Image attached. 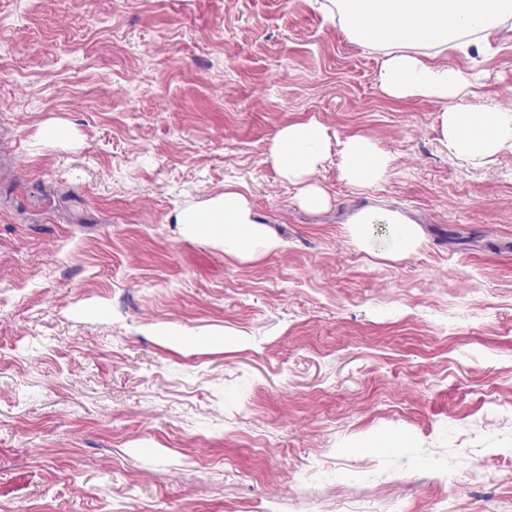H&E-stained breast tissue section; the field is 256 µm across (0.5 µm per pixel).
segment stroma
I'll return each mask as SVG.
<instances>
[{
	"mask_svg": "<svg viewBox=\"0 0 512 512\" xmlns=\"http://www.w3.org/2000/svg\"><path fill=\"white\" fill-rule=\"evenodd\" d=\"M380 57L314 0H0V512H512V152L452 156ZM448 60L512 109V42ZM311 118L317 212L268 154ZM228 184L276 249L176 222ZM341 145V167L348 182L355 187L374 188L392 169L394 158L367 136L350 135ZM349 233L355 243L366 251L388 256L405 253L418 239V228L401 212L366 209L356 212L348 222ZM383 229L376 236L374 227Z\"/></svg>",
	"mask_w": 512,
	"mask_h": 512,
	"instance_id": "stroma-1",
	"label": "stroma"
}]
</instances>
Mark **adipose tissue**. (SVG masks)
I'll list each match as a JSON object with an SVG mask.
<instances>
[{"instance_id": "adipose-tissue-1", "label": "adipose tissue", "mask_w": 512, "mask_h": 512, "mask_svg": "<svg viewBox=\"0 0 512 512\" xmlns=\"http://www.w3.org/2000/svg\"><path fill=\"white\" fill-rule=\"evenodd\" d=\"M323 11L336 18L346 35L361 42L377 26L383 50L377 82L393 100L440 103L438 132L451 155L484 167L512 151V110L476 114L465 107L473 85L457 69L422 54L475 48L478 53L512 39V0H324ZM331 139L316 120L283 126L268 148L279 177L297 186L298 203L308 209L327 206L329 196L313 177L330 154ZM341 167L350 184L371 189L393 165L392 156L371 138L348 136L340 150ZM177 223L223 243L226 254L251 259L278 245L261 223L249 197L235 185L223 194L179 211ZM349 233L366 251L388 256L405 253L418 239V228L401 212L366 209L353 214Z\"/></svg>"}]
</instances>
